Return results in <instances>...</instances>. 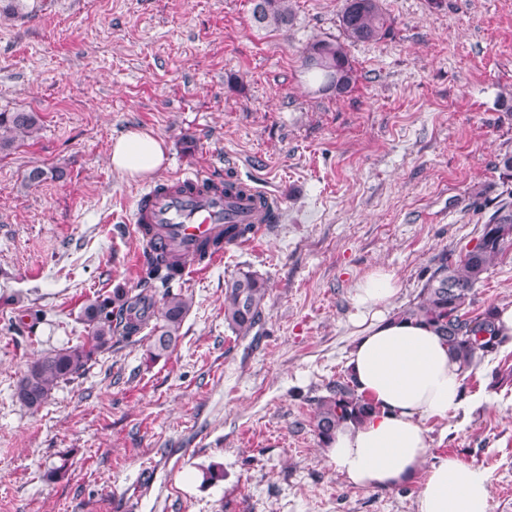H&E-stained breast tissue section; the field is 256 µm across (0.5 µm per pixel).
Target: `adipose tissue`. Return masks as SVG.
<instances>
[{"label":"adipose tissue","instance_id":"ef3b65f1","mask_svg":"<svg viewBox=\"0 0 512 512\" xmlns=\"http://www.w3.org/2000/svg\"><path fill=\"white\" fill-rule=\"evenodd\" d=\"M165 150L162 139L134 129L114 140L111 163L124 176L143 177L163 166ZM397 292L395 274L382 267L355 289L360 331L347 367L378 411L337 430L328 462L355 486L384 490L420 482L416 512H490L486 471L452 455L429 458L425 422L461 407L464 373L433 330L386 313Z\"/></svg>","mask_w":512,"mask_h":512}]
</instances>
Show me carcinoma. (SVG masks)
<instances>
[{
  "mask_svg": "<svg viewBox=\"0 0 512 512\" xmlns=\"http://www.w3.org/2000/svg\"><path fill=\"white\" fill-rule=\"evenodd\" d=\"M26 0H0V16L21 17ZM254 23L261 28L286 31L292 25L288 0H255ZM340 26L351 42H375L387 31V18L380 0H345ZM304 73L318 84L317 91L348 92L355 80L354 67L344 43L317 40L301 53ZM36 112H0V154L13 150L17 143L34 138L41 129ZM249 224L224 225V240L245 236ZM512 247V204L505 202L482 225L475 245L456 261L442 254L428 270L416 300L397 313V317L432 328L446 343L464 370L475 367L477 358L497 352L503 339L495 332L496 306L478 313L468 310L475 288L483 282L490 266ZM186 260L167 250L153 247L136 288H116L112 294L86 305L81 320L87 336L74 346L52 350L32 359L18 378L14 397L34 412L44 406L52 391L62 382L81 375L89 362L115 344L147 332L151 344L147 360L154 363L166 356L181 338L183 322L192 300L170 289L180 276ZM267 295L265 282L245 271L225 282L224 322L237 334L247 335L264 317ZM313 427L322 445H327L338 428L358 424L376 411L371 400L361 395L347 373L325 386V394L313 400Z\"/></svg>",
  "mask_w": 512,
  "mask_h": 512,
  "instance_id": "1",
  "label": "carcinoma"
}]
</instances>
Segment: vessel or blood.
<instances>
[{
  "label": "vessel or blood",
  "mask_w": 512,
  "mask_h": 512,
  "mask_svg": "<svg viewBox=\"0 0 512 512\" xmlns=\"http://www.w3.org/2000/svg\"><path fill=\"white\" fill-rule=\"evenodd\" d=\"M168 190L150 186L136 201L133 220L142 243L158 242L184 256L221 236L225 224H257L267 193L246 186L240 196H225L222 181L191 173L170 181Z\"/></svg>",
  "instance_id": "obj_1"
}]
</instances>
